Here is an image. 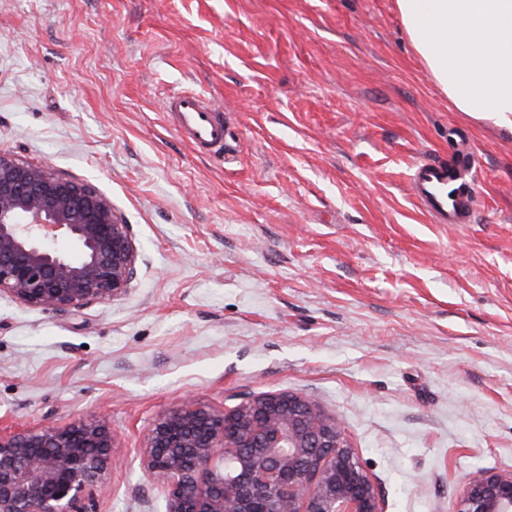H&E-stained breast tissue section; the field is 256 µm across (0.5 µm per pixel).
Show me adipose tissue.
<instances>
[{
    "label": "adipose tissue",
    "instance_id": "obj_1",
    "mask_svg": "<svg viewBox=\"0 0 512 512\" xmlns=\"http://www.w3.org/2000/svg\"><path fill=\"white\" fill-rule=\"evenodd\" d=\"M405 31L457 111L512 128V0H395Z\"/></svg>",
    "mask_w": 512,
    "mask_h": 512
}]
</instances>
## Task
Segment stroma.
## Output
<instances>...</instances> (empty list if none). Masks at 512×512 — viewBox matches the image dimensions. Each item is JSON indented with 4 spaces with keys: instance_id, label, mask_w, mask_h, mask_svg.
Wrapping results in <instances>:
<instances>
[{
    "instance_id": "obj_1",
    "label": "stroma",
    "mask_w": 512,
    "mask_h": 512,
    "mask_svg": "<svg viewBox=\"0 0 512 512\" xmlns=\"http://www.w3.org/2000/svg\"><path fill=\"white\" fill-rule=\"evenodd\" d=\"M182 90L233 161L177 131ZM465 143L475 218L432 223L413 171ZM0 149L96 187L138 246L114 302L0 298V426L112 423L92 512H164L140 447L188 395L313 396L383 512L512 469V131L455 110L395 0H0ZM169 113L176 129L196 151L229 154L230 136L224 113L210 99L197 94H175L170 98Z\"/></svg>"
}]
</instances>
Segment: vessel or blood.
<instances>
[{
	"mask_svg": "<svg viewBox=\"0 0 512 512\" xmlns=\"http://www.w3.org/2000/svg\"><path fill=\"white\" fill-rule=\"evenodd\" d=\"M169 112L177 130L196 151L229 153V132L224 114L210 99L178 93L170 99ZM458 187L457 180L449 175L446 162L427 161L414 171V196L433 223L467 222L474 210L476 197L471 192L460 195Z\"/></svg>",
	"mask_w": 512,
	"mask_h": 512,
	"instance_id": "vessel-or-blood-1",
	"label": "vessel or blood"
}]
</instances>
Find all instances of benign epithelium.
<instances>
[{
  "label": "benign epithelium",
  "instance_id": "7a95c632",
  "mask_svg": "<svg viewBox=\"0 0 512 512\" xmlns=\"http://www.w3.org/2000/svg\"><path fill=\"white\" fill-rule=\"evenodd\" d=\"M60 236L81 257L58 252ZM138 251L95 187L0 150V295L57 311L123 297ZM104 416L0 431V512H82L112 468ZM164 512H382L339 419L313 398L268 391L218 410L193 399L163 409L141 446ZM457 512H512V471L480 470Z\"/></svg>",
  "mask_w": 512,
  "mask_h": 512
}]
</instances>
